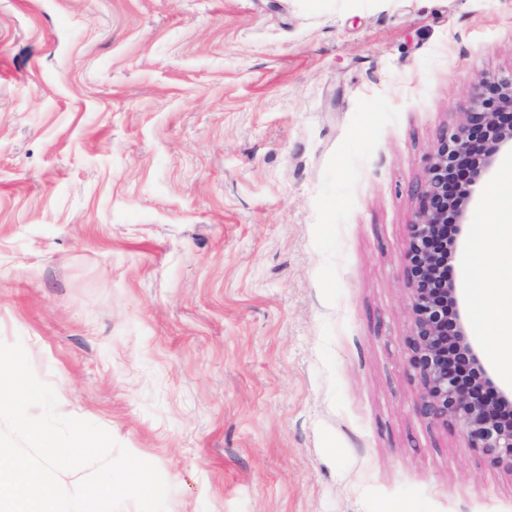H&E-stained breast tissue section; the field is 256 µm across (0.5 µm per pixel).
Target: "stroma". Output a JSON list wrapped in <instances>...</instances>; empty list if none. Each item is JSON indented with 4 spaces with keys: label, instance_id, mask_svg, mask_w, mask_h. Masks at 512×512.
Instances as JSON below:
<instances>
[{
    "label": "stroma",
    "instance_id": "stroma-1",
    "mask_svg": "<svg viewBox=\"0 0 512 512\" xmlns=\"http://www.w3.org/2000/svg\"><path fill=\"white\" fill-rule=\"evenodd\" d=\"M512 0H0V341L166 512H512L418 408L409 226ZM451 248L477 351L503 270Z\"/></svg>",
    "mask_w": 512,
    "mask_h": 512
}]
</instances>
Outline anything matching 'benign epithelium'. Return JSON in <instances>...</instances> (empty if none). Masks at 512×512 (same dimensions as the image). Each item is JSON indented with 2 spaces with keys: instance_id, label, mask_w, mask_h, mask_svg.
<instances>
[{
  "instance_id": "benign-epithelium-1",
  "label": "benign epithelium",
  "mask_w": 512,
  "mask_h": 512,
  "mask_svg": "<svg viewBox=\"0 0 512 512\" xmlns=\"http://www.w3.org/2000/svg\"><path fill=\"white\" fill-rule=\"evenodd\" d=\"M512 112V76L478 81L464 123L445 133L429 160L420 189L421 203L410 225L407 278L414 314L410 338V365L421 382L420 411L435 421L457 425L469 447L482 451L498 465L512 470V393L489 402L482 391L489 383L463 322L448 326V306L457 304V288L448 281V208L466 218L467 198L454 195L457 171L477 159L472 183L493 167L501 146L512 142V126L502 119ZM467 360L474 371L462 378L457 360Z\"/></svg>"
}]
</instances>
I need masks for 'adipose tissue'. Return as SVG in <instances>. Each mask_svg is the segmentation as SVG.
<instances>
[{
    "label": "adipose tissue",
    "instance_id": "1",
    "mask_svg": "<svg viewBox=\"0 0 512 512\" xmlns=\"http://www.w3.org/2000/svg\"><path fill=\"white\" fill-rule=\"evenodd\" d=\"M512 213V156L503 160L497 175L494 203L489 214L497 228V244L503 249L505 272L497 282L501 303L494 315L481 321L483 335L494 342L485 349L503 383H512V223L502 220L503 212Z\"/></svg>",
    "mask_w": 512,
    "mask_h": 512
}]
</instances>
